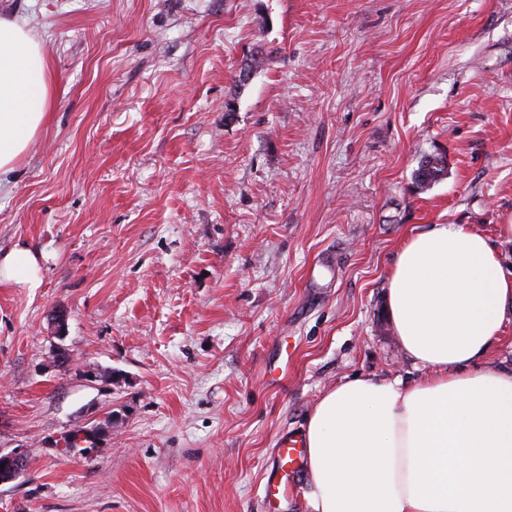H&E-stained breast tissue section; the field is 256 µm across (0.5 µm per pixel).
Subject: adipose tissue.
Masks as SVG:
<instances>
[{
	"mask_svg": "<svg viewBox=\"0 0 512 512\" xmlns=\"http://www.w3.org/2000/svg\"><path fill=\"white\" fill-rule=\"evenodd\" d=\"M54 77L39 43L0 18V174L49 117ZM41 284L37 254L0 257V278ZM512 304V272L481 233L435 224L398 252L387 308L412 382L354 377L310 412V512H512V370L480 366Z\"/></svg>",
	"mask_w": 512,
	"mask_h": 512,
	"instance_id": "adipose-tissue-1",
	"label": "adipose tissue"
}]
</instances>
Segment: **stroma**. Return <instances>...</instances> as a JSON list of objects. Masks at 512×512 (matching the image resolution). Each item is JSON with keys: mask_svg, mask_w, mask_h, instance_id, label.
<instances>
[{"mask_svg": "<svg viewBox=\"0 0 512 512\" xmlns=\"http://www.w3.org/2000/svg\"><path fill=\"white\" fill-rule=\"evenodd\" d=\"M58 83L0 176V512H307L264 484L327 389L416 371L386 309L432 224L512 270V0H0ZM266 61L245 86L241 66ZM233 101V121L224 118ZM446 178L418 190L421 159ZM65 311L64 341L50 316ZM72 369L49 367L56 343ZM118 371L90 386L84 363ZM119 414L106 451L63 454ZM447 165L445 156L440 153L423 157L418 168L414 171V183L420 189L435 184L446 174ZM23 283L28 288H38L41 284V269L38 255L29 248L21 247L0 257V279Z\"/></svg>", "mask_w": 512, "mask_h": 512, "instance_id": "35a3bbf8", "label": "stroma"}]
</instances>
